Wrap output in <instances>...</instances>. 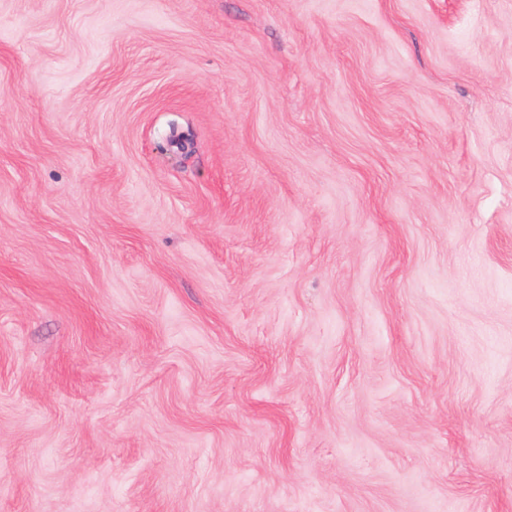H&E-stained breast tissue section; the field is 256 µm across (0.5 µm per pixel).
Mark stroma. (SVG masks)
<instances>
[{"label":"stroma","instance_id":"obj_1","mask_svg":"<svg viewBox=\"0 0 512 512\" xmlns=\"http://www.w3.org/2000/svg\"><path fill=\"white\" fill-rule=\"evenodd\" d=\"M0 512H512V0H0Z\"/></svg>","mask_w":512,"mask_h":512}]
</instances>
